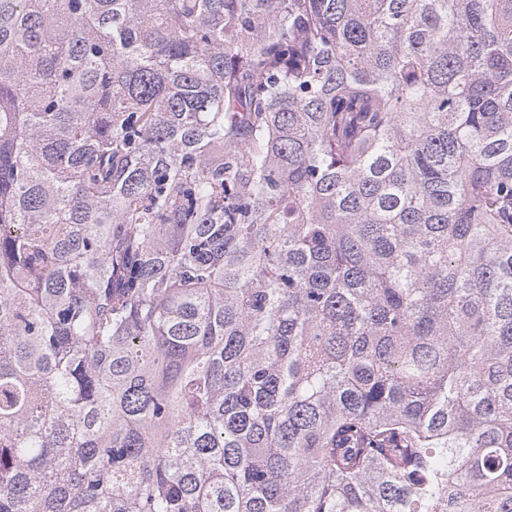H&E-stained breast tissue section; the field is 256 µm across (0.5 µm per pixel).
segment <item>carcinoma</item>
Wrapping results in <instances>:
<instances>
[{
    "label": "carcinoma",
    "instance_id": "cac0c4a2",
    "mask_svg": "<svg viewBox=\"0 0 512 512\" xmlns=\"http://www.w3.org/2000/svg\"><path fill=\"white\" fill-rule=\"evenodd\" d=\"M0 512H512V0H0Z\"/></svg>",
    "mask_w": 512,
    "mask_h": 512
}]
</instances>
